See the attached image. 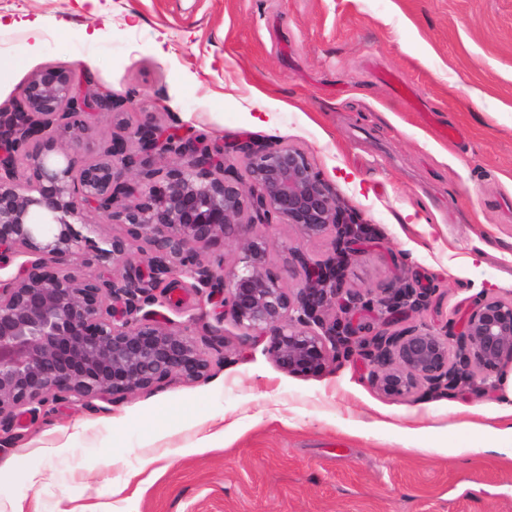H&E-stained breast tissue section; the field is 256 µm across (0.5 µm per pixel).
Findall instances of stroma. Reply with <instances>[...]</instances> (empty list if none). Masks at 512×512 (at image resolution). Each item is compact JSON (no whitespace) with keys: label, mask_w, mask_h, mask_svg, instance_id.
Segmentation results:
<instances>
[{"label":"stroma","mask_w":512,"mask_h":512,"mask_svg":"<svg viewBox=\"0 0 512 512\" xmlns=\"http://www.w3.org/2000/svg\"><path fill=\"white\" fill-rule=\"evenodd\" d=\"M35 17L31 54L17 22ZM1 60L15 65L2 109L48 66L132 101L92 123L87 158L147 118L213 146L302 148L373 228L347 288L435 286L403 326L456 325L475 297H512V0H0ZM260 112L273 126L254 123ZM265 235L290 289L289 246L332 251L286 224ZM173 297L156 311L203 341L210 378L38 407L0 457L40 480L0 473V512H512V439L481 450L500 389L392 398L358 354L292 376L189 281ZM473 407L485 428L470 426Z\"/></svg>","instance_id":"1"}]
</instances>
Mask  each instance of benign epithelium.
<instances>
[{
  "label": "benign epithelium",
  "instance_id": "1",
  "mask_svg": "<svg viewBox=\"0 0 512 512\" xmlns=\"http://www.w3.org/2000/svg\"><path fill=\"white\" fill-rule=\"evenodd\" d=\"M88 71L49 66L0 110V259L25 257L0 279V432L18 409L75 397L122 399L174 377H210L211 358L185 328L155 318L182 278L199 299L224 281V318L265 342L278 368L318 377L358 353L383 394H446L462 383L496 385L512 365V299H475L458 330L394 328L404 309L428 307L417 288L352 293L347 268L367 228L342 208L306 153L286 143L245 140L210 147L147 119L135 144L113 136L106 157L82 159V135L103 112L127 101L96 88ZM174 158L162 167L158 158ZM96 215L123 232L104 237ZM288 224L306 241H331L310 259L288 248L303 286L283 285L271 268V243L257 227ZM244 241L242 265L211 267L205 252ZM146 244L149 273L131 265ZM81 255L119 279L91 278L69 264ZM388 314L374 328L364 312Z\"/></svg>",
  "mask_w": 512,
  "mask_h": 512
}]
</instances>
